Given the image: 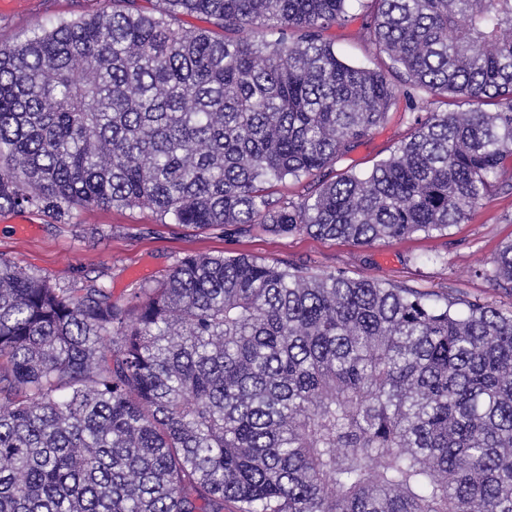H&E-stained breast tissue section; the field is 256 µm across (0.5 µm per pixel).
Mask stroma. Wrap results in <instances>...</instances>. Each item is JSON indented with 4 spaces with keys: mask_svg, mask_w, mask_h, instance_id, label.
<instances>
[{
    "mask_svg": "<svg viewBox=\"0 0 512 512\" xmlns=\"http://www.w3.org/2000/svg\"><path fill=\"white\" fill-rule=\"evenodd\" d=\"M107 7V0H21L14 9L0 11V46H12L38 26L88 16ZM365 19L364 9L355 2L345 23L332 26L327 35L338 53L367 65L370 55L356 40ZM407 131L406 114L391 111L387 121L346 160V167L367 171L389 157ZM17 225L33 226L34 232L15 238L12 231ZM509 241L512 174L496 184L467 223L452 225L442 234L417 233L373 247L304 233L186 227L161 222L155 213L139 208H93L68 224L31 210L0 212V255L29 272L50 277L63 288H80L87 280H97L122 302L133 288L152 282L179 258L212 254L284 261L317 272L340 269L354 278L445 292L506 312L512 310V292L493 287L479 270Z\"/></svg>",
    "mask_w": 512,
    "mask_h": 512,
    "instance_id": "obj_1",
    "label": "stroma"
}]
</instances>
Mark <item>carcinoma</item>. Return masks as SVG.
Listing matches in <instances>:
<instances>
[{"mask_svg": "<svg viewBox=\"0 0 512 512\" xmlns=\"http://www.w3.org/2000/svg\"><path fill=\"white\" fill-rule=\"evenodd\" d=\"M109 2L0 49V210L373 246L512 168V0H358L372 68L327 36L351 0ZM482 274L512 292V241ZM132 295L0 256V512H512V311L245 255ZM408 127L407 114L403 113L402 106L389 112L387 121L351 154L350 159L338 164L336 169L352 167L356 172L367 171L377 161L390 156L397 142L406 135ZM305 185V181L295 182L287 180L273 183L268 190L273 199H292L298 201L307 193Z\"/></svg>", "mask_w": 512, "mask_h": 512, "instance_id": "obj_1", "label": "carcinoma"}]
</instances>
